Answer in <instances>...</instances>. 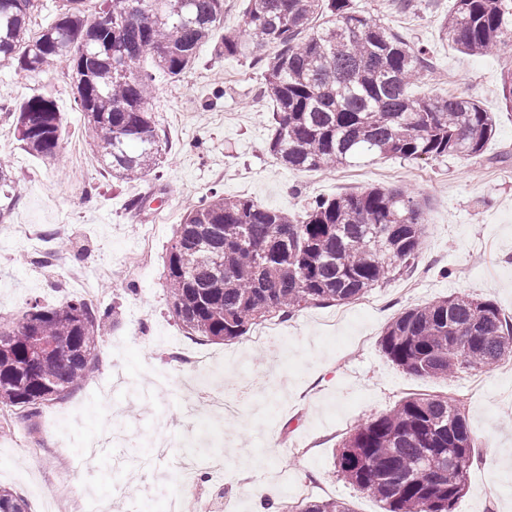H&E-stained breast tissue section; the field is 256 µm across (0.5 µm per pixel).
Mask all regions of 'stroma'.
Returning <instances> with one entry per match:
<instances>
[{
  "mask_svg": "<svg viewBox=\"0 0 512 512\" xmlns=\"http://www.w3.org/2000/svg\"><path fill=\"white\" fill-rule=\"evenodd\" d=\"M358 10L424 47L430 62L413 95H458L493 113L496 129L480 158L448 154L409 163L379 158L325 174L277 163L265 150L270 105L262 98L264 68L252 56L216 57L200 47L194 68L173 79L152 60L141 61L156 92L149 104L164 135V178L154 187L112 180L85 146L71 80L59 65L35 72L0 69V135L12 134L15 109L42 96L62 112L66 147L57 160L28 154L12 142L6 157L22 187L19 201L0 222V315L19 316L33 301L53 305L93 289L101 306H116L120 324L105 327L92 369L82 384L50 409L76 415L80 428L57 433L44 414L0 428V487L21 496L29 512H76L60 491L63 478L84 482L81 440H104L94 480L100 489L132 483L137 512H167L166 498L145 489L151 472L140 469L149 438L170 448L159 468L175 484L176 466L195 457L197 501L231 512H257L266 500L283 512L298 487L311 484L312 499H336L352 512H385L338 472L336 454L359 422L414 393L460 395L478 448L456 512H512V365L485 373L472 393L474 373L419 378L394 365L379 340L406 308L452 294H470L512 316V104L502 95L512 57L469 56L443 33L453 0H355ZM402 187L429 201L425 238L413 274H399L363 300L310 305L279 327L283 353L256 346L245 335L231 342L189 337L172 315L163 260L174 231L170 213L185 215L212 188L276 210L299 211L315 197H336L370 186ZM154 190L155 198L132 212L128 201ZM59 250L53 265L39 266V245ZM150 247L136 269L126 258ZM219 355L213 380L238 404L235 415H206L200 404L192 352ZM178 361L180 372L169 369ZM264 390L268 413L255 417L242 384Z\"/></svg>",
  "mask_w": 512,
  "mask_h": 512,
  "instance_id": "1",
  "label": "stroma"
}]
</instances>
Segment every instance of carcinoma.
<instances>
[{
	"label": "carcinoma",
	"instance_id": "1",
	"mask_svg": "<svg viewBox=\"0 0 512 512\" xmlns=\"http://www.w3.org/2000/svg\"><path fill=\"white\" fill-rule=\"evenodd\" d=\"M54 21L35 30V0H0V68L64 65L97 161L121 182H157L165 153L149 100V57L172 79L190 71L198 48L262 59L263 96L273 105L266 150L299 171H324L394 156L476 158L495 122L462 96L413 97L426 52L357 11L352 0H243L244 23L215 38L224 0H58ZM445 36L472 55L512 54V0H454ZM31 155L54 160L65 137L53 101L31 96L14 111ZM17 185L0 159V218ZM427 201L403 188L368 187L319 198L301 212L265 208L213 190L177 225L164 261L172 313L186 333L233 341L306 304L360 299L413 265L424 240ZM118 311L81 298L35 301L0 322V407L26 420L73 390L89 372L98 334ZM407 373L453 377L512 360V317L489 300L452 294L407 309L380 338ZM475 459L474 436L455 400L413 394L355 425L339 472L386 512H455ZM0 512H27L0 488ZM299 512H350L345 502L307 501Z\"/></svg>",
	"mask_w": 512,
	"mask_h": 512
}]
</instances>
